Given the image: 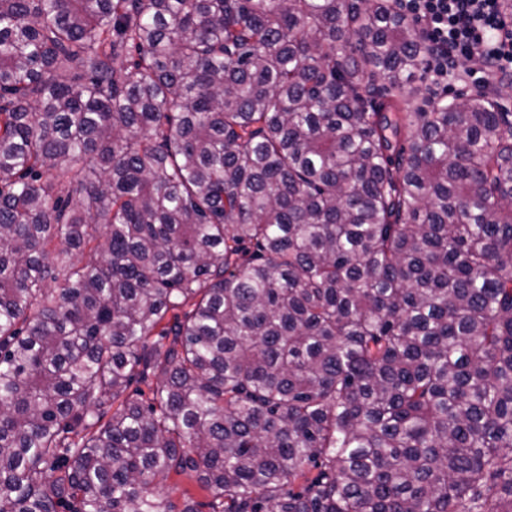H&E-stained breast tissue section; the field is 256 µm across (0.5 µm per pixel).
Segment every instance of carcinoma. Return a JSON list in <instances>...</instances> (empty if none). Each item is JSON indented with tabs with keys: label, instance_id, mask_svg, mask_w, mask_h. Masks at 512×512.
<instances>
[{
	"label": "carcinoma",
	"instance_id": "obj_1",
	"mask_svg": "<svg viewBox=\"0 0 512 512\" xmlns=\"http://www.w3.org/2000/svg\"><path fill=\"white\" fill-rule=\"evenodd\" d=\"M426 63L392 0H0V512H512V112ZM158 486L165 493H169L181 507L187 501L200 512H209L208 507L199 504L207 503L211 497L197 483L195 474H192V476H176L171 474L168 478L160 480Z\"/></svg>",
	"mask_w": 512,
	"mask_h": 512
}]
</instances>
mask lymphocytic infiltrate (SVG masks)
Instances as JSON below:
<instances>
[{
  "mask_svg": "<svg viewBox=\"0 0 512 512\" xmlns=\"http://www.w3.org/2000/svg\"><path fill=\"white\" fill-rule=\"evenodd\" d=\"M399 12L422 27L426 74L447 78L459 61L476 62L483 84L512 80V20L507 0H397Z\"/></svg>",
  "mask_w": 512,
  "mask_h": 512,
  "instance_id": "1",
  "label": "lymphocytic infiltrate"
}]
</instances>
